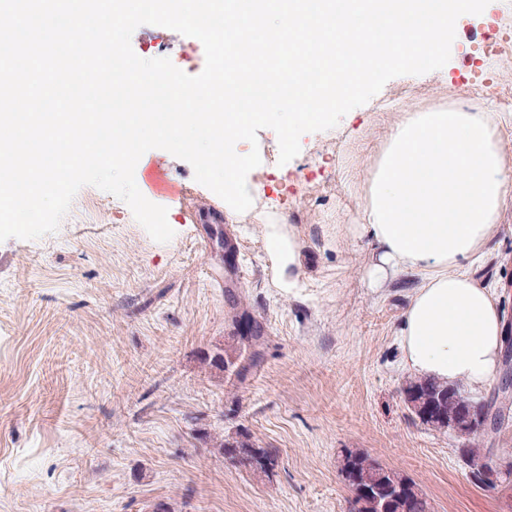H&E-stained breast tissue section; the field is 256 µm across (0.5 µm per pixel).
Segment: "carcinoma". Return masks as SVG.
Instances as JSON below:
<instances>
[{"instance_id": "1", "label": "carcinoma", "mask_w": 512, "mask_h": 512, "mask_svg": "<svg viewBox=\"0 0 512 512\" xmlns=\"http://www.w3.org/2000/svg\"><path fill=\"white\" fill-rule=\"evenodd\" d=\"M263 344V328L256 322L237 336L239 353L236 356L218 348L205 360L240 382L249 369L256 366L259 347ZM404 394L412 413L422 424L436 430H451L467 440L458 449V459L472 484L495 490L512 483V448L497 449V457L505 470L494 474L487 469L488 454L474 442V438L482 435L471 421L474 399L464 396L458 387L420 377L406 382ZM213 448L234 463L266 476L277 462L272 449L259 446L246 432L238 433L232 440L217 439ZM339 472L351 493L350 512H433L431 501L414 481L379 464L361 449L342 451Z\"/></svg>"}]
</instances>
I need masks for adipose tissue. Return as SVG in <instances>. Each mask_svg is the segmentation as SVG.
Returning <instances> with one entry per match:
<instances>
[{
    "label": "adipose tissue",
    "instance_id": "1",
    "mask_svg": "<svg viewBox=\"0 0 512 512\" xmlns=\"http://www.w3.org/2000/svg\"><path fill=\"white\" fill-rule=\"evenodd\" d=\"M497 122L489 112L407 113L388 131L360 221L349 229L375 245L371 286L421 273L399 329L405 363L451 386H487L501 359L498 299L469 272L512 200ZM267 241L280 286L296 287L295 241L275 224Z\"/></svg>",
    "mask_w": 512,
    "mask_h": 512
}]
</instances>
